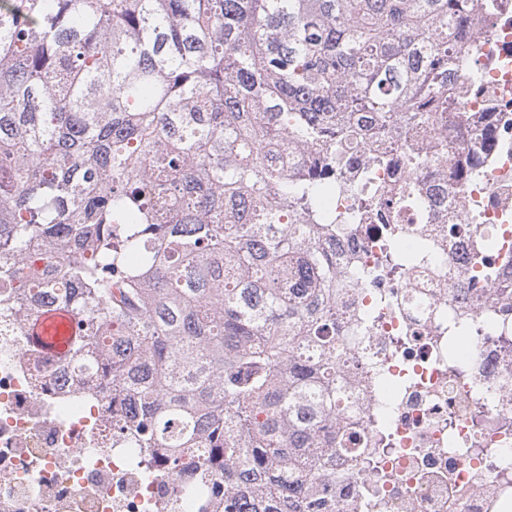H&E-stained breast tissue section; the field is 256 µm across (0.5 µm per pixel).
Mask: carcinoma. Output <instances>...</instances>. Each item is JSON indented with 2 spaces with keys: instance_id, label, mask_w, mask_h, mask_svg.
Segmentation results:
<instances>
[{
  "instance_id": "1",
  "label": "carcinoma",
  "mask_w": 512,
  "mask_h": 512,
  "mask_svg": "<svg viewBox=\"0 0 512 512\" xmlns=\"http://www.w3.org/2000/svg\"><path fill=\"white\" fill-rule=\"evenodd\" d=\"M468 0H0V315L64 309L148 476L336 512V231L361 124L455 111ZM313 155L298 173L274 145ZM393 223L417 206L367 194ZM494 244L477 240L478 283ZM167 466L153 467L158 456Z\"/></svg>"
}]
</instances>
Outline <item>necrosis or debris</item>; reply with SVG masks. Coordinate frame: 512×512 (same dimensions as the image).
Returning <instances> with one entry per match:
<instances>
[{"label":"necrosis or debris","mask_w":512,"mask_h":512,"mask_svg":"<svg viewBox=\"0 0 512 512\" xmlns=\"http://www.w3.org/2000/svg\"><path fill=\"white\" fill-rule=\"evenodd\" d=\"M474 0L473 83L462 84L466 120L444 125L391 116L365 131L340 179L358 181L369 158L388 164L374 180L388 194L414 186L403 244L416 247L381 284L350 280L381 266V224L358 216L336 237V422L350 424L366 468L336 457L338 512H502L512 500V267L489 298L469 291L474 237L512 247V0ZM490 129L492 140L481 133ZM476 140L468 155L459 143ZM441 151L436 170L414 155ZM485 170L457 181L463 163ZM96 372L46 368L29 339L0 327V512H196L188 498L146 481L143 463L112 445L122 394L90 400Z\"/></svg>","instance_id":"4bbe7bcc"}]
</instances>
